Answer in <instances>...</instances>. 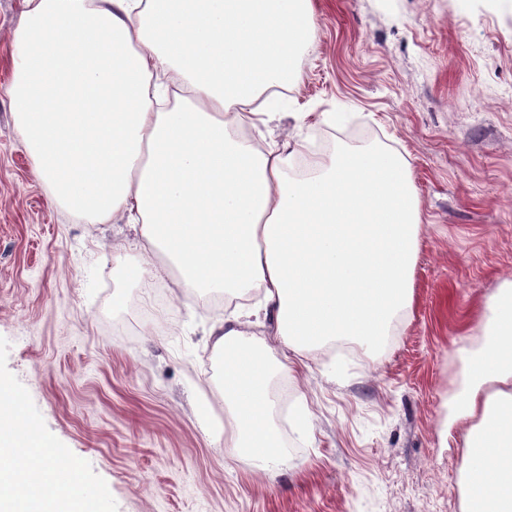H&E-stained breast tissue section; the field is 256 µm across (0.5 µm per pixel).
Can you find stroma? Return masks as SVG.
<instances>
[{
    "instance_id": "1",
    "label": "stroma",
    "mask_w": 512,
    "mask_h": 512,
    "mask_svg": "<svg viewBox=\"0 0 512 512\" xmlns=\"http://www.w3.org/2000/svg\"><path fill=\"white\" fill-rule=\"evenodd\" d=\"M311 6L301 82L261 146L297 132L394 146L422 227L397 336L302 356L278 388L310 422L283 434L287 469L261 473L206 429L224 418L207 334L223 311L167 279V306L146 315L152 295L116 272L133 226L83 223L36 178L6 92L24 0H0V382L101 512H463L456 398L486 303L512 285V0Z\"/></svg>"
}]
</instances>
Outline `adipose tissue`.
Masks as SVG:
<instances>
[{
    "mask_svg": "<svg viewBox=\"0 0 512 512\" xmlns=\"http://www.w3.org/2000/svg\"><path fill=\"white\" fill-rule=\"evenodd\" d=\"M311 0H25L12 33L15 130L52 203L88 224L138 228L127 282L172 277L199 296L255 294L212 328L222 356L224 446L259 471L288 462L273 382L295 356L345 339L374 353L406 317L421 212L410 164L371 145L308 154L237 137L262 96L300 81ZM271 313L273 337L244 317ZM471 364L461 468L483 512H512V290L486 307ZM0 421V512H82L45 483L38 428Z\"/></svg>",
    "mask_w": 512,
    "mask_h": 512,
    "instance_id": "ef3b65f1",
    "label": "adipose tissue"
}]
</instances>
